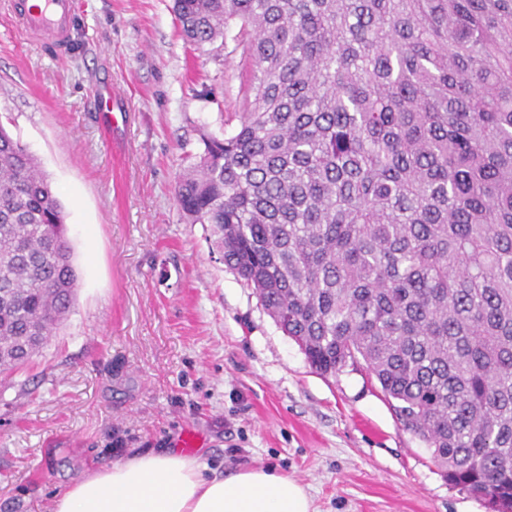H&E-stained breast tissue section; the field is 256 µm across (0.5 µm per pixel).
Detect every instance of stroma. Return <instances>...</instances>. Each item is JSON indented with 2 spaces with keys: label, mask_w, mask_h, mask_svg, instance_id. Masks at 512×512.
<instances>
[{
  "label": "stroma",
  "mask_w": 512,
  "mask_h": 512,
  "mask_svg": "<svg viewBox=\"0 0 512 512\" xmlns=\"http://www.w3.org/2000/svg\"><path fill=\"white\" fill-rule=\"evenodd\" d=\"M173 0H75L49 55L0 0V123L63 205L78 275L67 321L0 380V512H52L93 470L173 447L273 467L316 512H489L448 485L363 367L312 369L175 199L203 137L239 126L253 65L181 37ZM112 95V118L97 110Z\"/></svg>",
  "instance_id": "stroma-1"
}]
</instances>
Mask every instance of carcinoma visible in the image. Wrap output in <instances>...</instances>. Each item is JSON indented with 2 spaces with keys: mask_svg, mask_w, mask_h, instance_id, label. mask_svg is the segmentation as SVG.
I'll return each mask as SVG.
<instances>
[{
  "mask_svg": "<svg viewBox=\"0 0 512 512\" xmlns=\"http://www.w3.org/2000/svg\"><path fill=\"white\" fill-rule=\"evenodd\" d=\"M257 75L176 184L310 365L363 363L448 484L512 512V0H173ZM64 211L0 125V376L75 296Z\"/></svg>",
  "mask_w": 512,
  "mask_h": 512,
  "instance_id": "cac0c4a2",
  "label": "carcinoma"
}]
</instances>
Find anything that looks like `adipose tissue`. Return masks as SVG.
<instances>
[{
    "instance_id": "obj_1",
    "label": "adipose tissue",
    "mask_w": 512,
    "mask_h": 512,
    "mask_svg": "<svg viewBox=\"0 0 512 512\" xmlns=\"http://www.w3.org/2000/svg\"><path fill=\"white\" fill-rule=\"evenodd\" d=\"M206 469L169 448L141 452L74 483L53 512H314L305 488L274 468Z\"/></svg>"
}]
</instances>
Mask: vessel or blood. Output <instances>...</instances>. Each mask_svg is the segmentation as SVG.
I'll list each match as a JSON object with an SVG mask.
<instances>
[{
  "instance_id": "1",
  "label": "vessel or blood",
  "mask_w": 512,
  "mask_h": 512,
  "mask_svg": "<svg viewBox=\"0 0 512 512\" xmlns=\"http://www.w3.org/2000/svg\"><path fill=\"white\" fill-rule=\"evenodd\" d=\"M17 28L56 56H64L73 26L74 0H9Z\"/></svg>"
}]
</instances>
